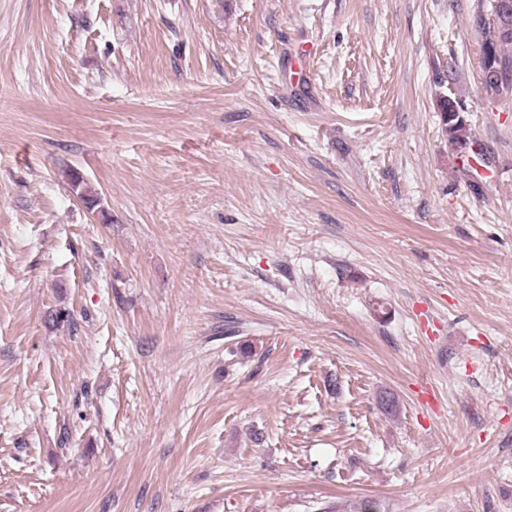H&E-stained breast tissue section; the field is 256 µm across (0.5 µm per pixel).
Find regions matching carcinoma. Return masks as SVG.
Returning a JSON list of instances; mask_svg holds the SVG:
<instances>
[{
    "label": "carcinoma",
    "instance_id": "1",
    "mask_svg": "<svg viewBox=\"0 0 512 512\" xmlns=\"http://www.w3.org/2000/svg\"><path fill=\"white\" fill-rule=\"evenodd\" d=\"M512 19V0H481L476 26L482 38L481 70L486 94L507 99L512 97V27L502 26L503 17ZM441 120L448 141L459 149L471 144L469 124L462 105L454 98L439 100Z\"/></svg>",
    "mask_w": 512,
    "mask_h": 512
}]
</instances>
